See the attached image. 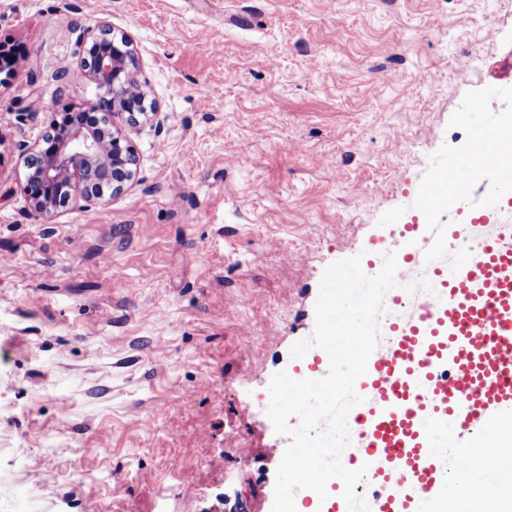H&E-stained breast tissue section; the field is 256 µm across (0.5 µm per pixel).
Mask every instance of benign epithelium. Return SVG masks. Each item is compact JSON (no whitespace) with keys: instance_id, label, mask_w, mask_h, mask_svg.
I'll list each match as a JSON object with an SVG mask.
<instances>
[{"instance_id":"benign-epithelium-1","label":"benign epithelium","mask_w":512,"mask_h":512,"mask_svg":"<svg viewBox=\"0 0 512 512\" xmlns=\"http://www.w3.org/2000/svg\"><path fill=\"white\" fill-rule=\"evenodd\" d=\"M81 68L101 91L100 100L88 109L112 116V122L92 129L77 109L55 113L53 133L27 158L25 189L34 209L42 213H55L76 200L96 203L107 189L122 192L135 176L132 146L114 128L117 121L135 127L147 114L131 38L107 23L98 24L96 36L83 51Z\"/></svg>"}]
</instances>
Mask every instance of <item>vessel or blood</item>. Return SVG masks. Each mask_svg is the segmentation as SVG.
<instances>
[{
  "label": "vessel or blood",
  "instance_id": "b4317fda",
  "mask_svg": "<svg viewBox=\"0 0 512 512\" xmlns=\"http://www.w3.org/2000/svg\"><path fill=\"white\" fill-rule=\"evenodd\" d=\"M506 135L482 121L473 155L492 156ZM495 172L496 184L471 210L473 221H489L507 204L499 186L512 181V158L497 160ZM478 181L469 159L450 158L447 180L424 186L419 206L445 210L449 195H469ZM430 273L440 285L439 302L423 306L413 321L391 324L390 346L372 353L357 381L365 445L350 466L373 473L380 512H443L449 485L467 490L481 457L512 453V239L486 238L457 253L452 272ZM436 432L465 464L456 476L433 443ZM341 500L337 492L322 501L309 491L297 512H333Z\"/></svg>",
  "mask_w": 512,
  "mask_h": 512
}]
</instances>
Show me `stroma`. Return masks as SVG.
I'll use <instances>...</instances> for the list:
<instances>
[{"label": "stroma", "mask_w": 512, "mask_h": 512, "mask_svg": "<svg viewBox=\"0 0 512 512\" xmlns=\"http://www.w3.org/2000/svg\"><path fill=\"white\" fill-rule=\"evenodd\" d=\"M498 0H0V512H272L268 385L319 359L331 264L377 275L418 193L512 112ZM105 20L156 113L104 204L47 215L25 160ZM478 47L488 64L471 63Z\"/></svg>", "instance_id": "35a3bbf8"}]
</instances>
